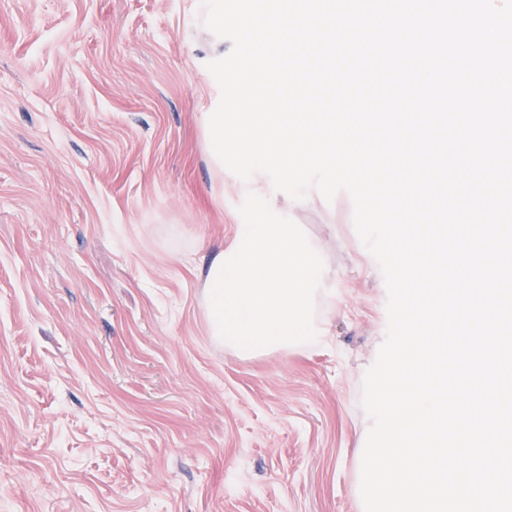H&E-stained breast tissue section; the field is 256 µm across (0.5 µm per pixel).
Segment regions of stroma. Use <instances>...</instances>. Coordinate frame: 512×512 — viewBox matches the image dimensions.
<instances>
[{"instance_id": "stroma-1", "label": "stroma", "mask_w": 512, "mask_h": 512, "mask_svg": "<svg viewBox=\"0 0 512 512\" xmlns=\"http://www.w3.org/2000/svg\"><path fill=\"white\" fill-rule=\"evenodd\" d=\"M200 13L0 0V512H361L384 277L351 197L314 194L318 340L211 336L198 271L270 186L210 163Z\"/></svg>"}]
</instances>
